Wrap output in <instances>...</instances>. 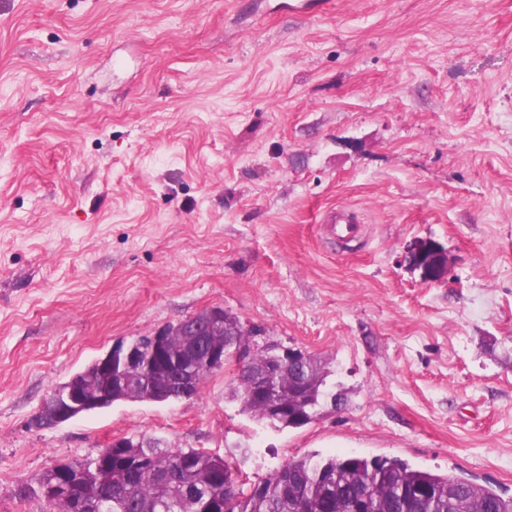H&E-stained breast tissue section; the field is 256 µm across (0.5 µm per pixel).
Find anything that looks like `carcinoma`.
Here are the masks:
<instances>
[{"instance_id":"cac0c4a2","label":"carcinoma","mask_w":512,"mask_h":512,"mask_svg":"<svg viewBox=\"0 0 512 512\" xmlns=\"http://www.w3.org/2000/svg\"><path fill=\"white\" fill-rule=\"evenodd\" d=\"M202 322V335H185L182 326L164 327L168 336L166 351L181 358L195 341L199 354L212 345L224 347V360L244 351L251 363L260 366L271 354L250 349V337L227 336L224 323L208 320L206 312L194 315ZM301 371L308 372L307 389L292 392L294 382L281 377V397L288 403V414L277 416L256 403L243 410L278 428H299L313 421L325 395L328 372L314 359ZM183 374L178 368L150 373L135 371L112 402H154L152 389H161V401L181 399L179 387ZM122 453L133 460L147 462L148 470L134 473L118 467L107 469L103 461L112 449H102L99 456L75 459L47 470L39 488L51 485L64 468L81 469L82 483L74 494L96 498L109 512H206L207 498L231 500L237 512H357L364 502V512H512V498L505 499L494 490L478 487L449 474L414 469L398 459H367L357 456H305L288 461L283 471L244 490L232 479L231 467L222 458L195 448H171L156 438L125 440ZM224 468L227 480L210 483L216 467Z\"/></svg>"}]
</instances>
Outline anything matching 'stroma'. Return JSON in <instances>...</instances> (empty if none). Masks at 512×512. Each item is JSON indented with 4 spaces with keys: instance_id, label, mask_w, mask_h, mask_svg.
Wrapping results in <instances>:
<instances>
[{
    "instance_id": "stroma-1",
    "label": "stroma",
    "mask_w": 512,
    "mask_h": 512,
    "mask_svg": "<svg viewBox=\"0 0 512 512\" xmlns=\"http://www.w3.org/2000/svg\"><path fill=\"white\" fill-rule=\"evenodd\" d=\"M291 2L0 0V512L143 436L249 485L339 453L512 497V0ZM213 306L342 405L270 426L233 361L190 400L29 428L112 345Z\"/></svg>"
}]
</instances>
